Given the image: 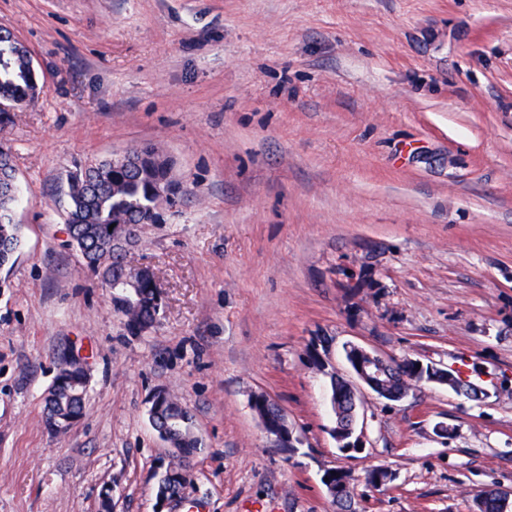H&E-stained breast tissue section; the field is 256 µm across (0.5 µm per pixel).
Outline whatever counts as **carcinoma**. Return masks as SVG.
Wrapping results in <instances>:
<instances>
[{"label":"carcinoma","mask_w":512,"mask_h":512,"mask_svg":"<svg viewBox=\"0 0 512 512\" xmlns=\"http://www.w3.org/2000/svg\"><path fill=\"white\" fill-rule=\"evenodd\" d=\"M30 50L7 29L0 30V104L27 107L35 101L32 90ZM190 191L174 175L172 161L156 146L134 147L121 158L90 160L68 175L65 224L68 245L80 254L84 266L109 282L124 279V252L128 229L140 224H164V213L172 211ZM17 186L0 185V269L13 265L22 246V225L15 221L18 203ZM111 302L134 333L153 327L160 304L154 288L142 283L131 293L115 292ZM89 378L85 368L58 363L57 374L45 396L44 420L49 428L68 427L80 419L86 408ZM345 384L331 378L330 404L335 420H350L352 402L336 399ZM256 414L273 424L280 417L274 402L255 404ZM158 434H170L174 447L192 456L199 448L189 408L173 397H167L150 417ZM190 481L178 467L166 469L157 488V497L167 498L188 487ZM473 507L477 512H509L491 496L478 495Z\"/></svg>","instance_id":"cac0c4a2"}]
</instances>
